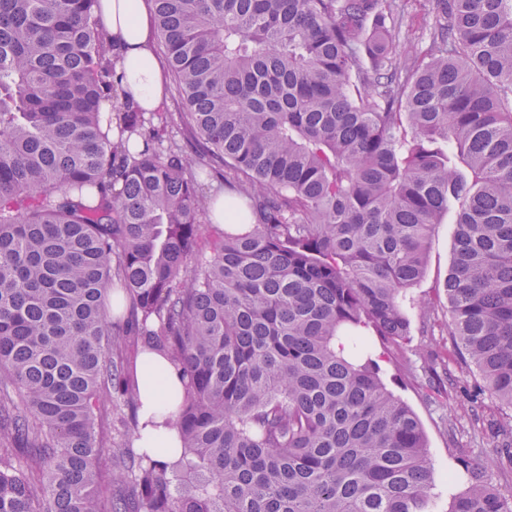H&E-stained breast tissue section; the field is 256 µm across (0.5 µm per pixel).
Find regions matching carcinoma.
<instances>
[{
    "label": "carcinoma",
    "instance_id": "cac0c4a2",
    "mask_svg": "<svg viewBox=\"0 0 512 512\" xmlns=\"http://www.w3.org/2000/svg\"><path fill=\"white\" fill-rule=\"evenodd\" d=\"M433 3L402 67L396 0H154L191 156L152 115H102L95 0H0V512H430L372 338L410 336L451 207L448 327L512 408V0ZM220 166L256 222L206 254ZM130 340L180 373L174 463L96 435L114 387L138 426ZM107 447L130 498L100 482ZM469 475L448 512H512Z\"/></svg>",
    "mask_w": 512,
    "mask_h": 512
}]
</instances>
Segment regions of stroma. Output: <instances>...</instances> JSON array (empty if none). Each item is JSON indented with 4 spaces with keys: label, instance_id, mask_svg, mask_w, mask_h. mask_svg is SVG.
<instances>
[{
    "label": "stroma",
    "instance_id": "obj_1",
    "mask_svg": "<svg viewBox=\"0 0 512 512\" xmlns=\"http://www.w3.org/2000/svg\"><path fill=\"white\" fill-rule=\"evenodd\" d=\"M431 24L427 7L414 0L402 26L387 35L391 54L402 57L412 45L426 48ZM454 228L450 212L434 229L426 274L411 291V334L381 363L387 387L412 409L426 433L436 485L431 512H448L451 492L464 486L471 469L484 472L504 497L512 498V459L496 455L501 440L490 431L507 410L491 394L478 392L472 368L462 363L448 334V300L442 291Z\"/></svg>",
    "mask_w": 512,
    "mask_h": 512
}]
</instances>
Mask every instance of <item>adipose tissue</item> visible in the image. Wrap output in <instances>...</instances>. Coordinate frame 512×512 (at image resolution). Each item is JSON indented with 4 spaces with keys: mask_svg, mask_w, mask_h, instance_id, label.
Returning <instances> with one entry per match:
<instances>
[{
    "mask_svg": "<svg viewBox=\"0 0 512 512\" xmlns=\"http://www.w3.org/2000/svg\"><path fill=\"white\" fill-rule=\"evenodd\" d=\"M116 55V80L131 110L158 112L164 107L166 76L154 52L156 37L150 0H98L95 8ZM140 389V436L135 445L158 458L176 460L180 440L171 422L183 387L171 361L143 352L136 367Z\"/></svg>",
    "mask_w": 512,
    "mask_h": 512,
    "instance_id": "obj_1",
    "label": "adipose tissue"
}]
</instances>
